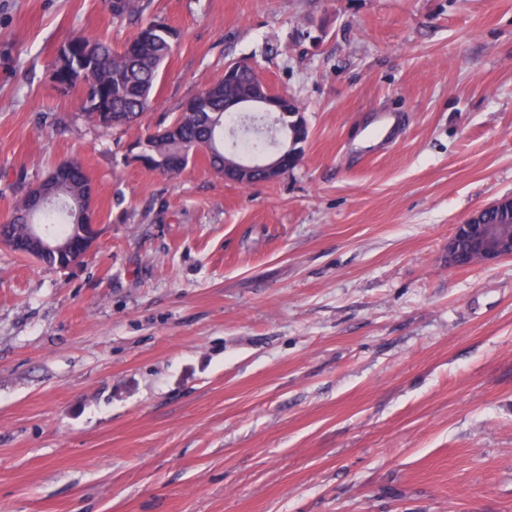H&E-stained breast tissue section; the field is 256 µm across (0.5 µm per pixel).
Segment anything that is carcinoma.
Wrapping results in <instances>:
<instances>
[{"label":"carcinoma","instance_id":"1","mask_svg":"<svg viewBox=\"0 0 512 512\" xmlns=\"http://www.w3.org/2000/svg\"><path fill=\"white\" fill-rule=\"evenodd\" d=\"M113 18L137 27L134 38L121 48L106 41L74 35L68 42L69 51L55 56L51 71L69 80L63 95H77L84 117L98 123L99 112H121L124 120L115 126L129 130L152 102V91L157 83L161 65L172 53L178 32L167 24L143 18V9L135 0H105ZM193 114H180L172 124L179 135L173 139L153 134H142L130 142L141 146L154 161L150 169L162 174H178L187 167L197 153L222 157L224 125L234 120V113L224 111V76H219L193 95ZM69 165L71 180L60 185V200L69 204L66 209H45L33 215L26 203L15 206L10 218L0 224V243L15 248L14 240L21 239L28 228L37 224H51L59 241L77 248L87 229L75 224L77 199L91 185L82 164L75 159L58 162Z\"/></svg>","mask_w":512,"mask_h":512}]
</instances>
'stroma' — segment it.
<instances>
[{
	"label": "stroma",
	"instance_id": "35a3bbf8",
	"mask_svg": "<svg viewBox=\"0 0 512 512\" xmlns=\"http://www.w3.org/2000/svg\"><path fill=\"white\" fill-rule=\"evenodd\" d=\"M139 3L180 35L142 130L245 60L308 139L252 187L126 163L50 65L133 26L0 0V223L76 158L100 229L66 269L0 244V512H512V258L448 265L512 196V0ZM399 127V119L392 112L375 114L367 127L368 132L362 133L366 144L363 150L367 152L376 151L397 134Z\"/></svg>",
	"mask_w": 512,
	"mask_h": 512
}]
</instances>
